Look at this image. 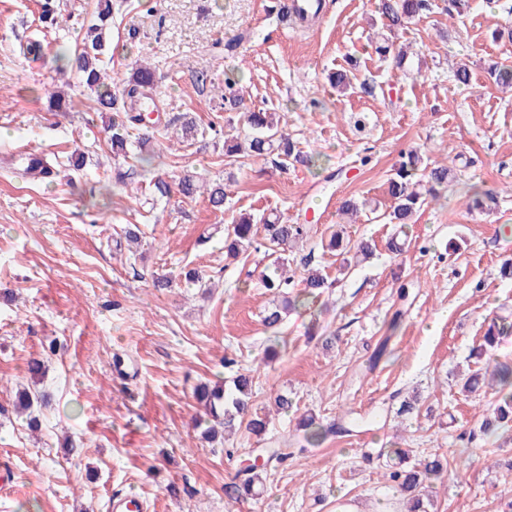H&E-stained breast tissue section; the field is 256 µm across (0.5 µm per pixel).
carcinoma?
I'll return each mask as SVG.
<instances>
[{
	"label": "carcinoma",
	"mask_w": 512,
	"mask_h": 512,
	"mask_svg": "<svg viewBox=\"0 0 512 512\" xmlns=\"http://www.w3.org/2000/svg\"><path fill=\"white\" fill-rule=\"evenodd\" d=\"M112 8V0H104V7L98 9L95 21L85 30L81 50L74 54L70 62L78 83L95 95L98 111L110 113L107 132L110 134L112 154L125 159L132 148L140 149L150 142V136L135 133L144 117L133 111V104L142 96V91L154 87L156 73L150 66L136 63L132 66V79L123 90H116L106 83L103 56L108 51V44L105 30L112 21ZM432 8L433 0H378L377 4L382 31L391 34L407 27L423 14L432 11ZM488 74L498 86L512 85V65L493 63L488 67ZM224 111L238 113L240 123L249 128V149L253 158L266 161L274 156L282 167L293 161L316 165L313 156L295 150L293 142L279 130L275 113L255 112L245 106V96L239 83L230 78L224 82ZM452 175L451 166L430 160L416 148L400 155L398 166L388 179V195L391 200L388 218L389 223L397 226V233H405L406 226L414 223V216L427 203V199L436 197L439 189L448 185ZM178 191L185 198L203 194L216 209L223 208L227 200L224 183H198L190 174L179 178ZM494 205L496 196L493 192L475 187L467 209L485 211ZM308 235V225L286 224L273 215L258 220L242 216L224 225V242L229 256L237 258L261 247L277 255L272 273L261 275L263 288L273 296L272 307L265 311L262 324L274 333L278 332L289 310L316 302L325 289L330 287L326 275L320 269L310 266L308 261L303 262L304 273L298 282L279 273V270L287 267L289 249ZM327 248L340 252L345 269L352 261L367 259L373 254L370 241L346 243L338 231L330 234ZM511 330L512 323H500L493 319L479 346V354L487 357L486 366L493 367L491 377L497 378L500 385L499 403L480 424V431L484 433H492L512 422V366L498 362L493 354L498 337ZM252 387L253 376L239 374L228 385L198 387L195 398L207 419L218 422L224 430L243 427L248 433L260 436L266 432L267 422L251 412ZM45 400L44 393L24 387L17 392L16 407L31 413L34 407L44 404ZM299 427L312 442L345 431L341 424L334 421L327 425L317 422L311 413L302 416ZM394 455L398 462L389 472L388 478L410 504L407 512H429L424 501L425 492L431 487L432 481L448 473V464L436 455L409 466L406 452L397 449ZM287 460V449H265L264 464L238 470L230 482L224 484L225 495L236 500L259 495L271 467L282 465Z\"/></svg>",
	"instance_id": "cac0c4a2"
}]
</instances>
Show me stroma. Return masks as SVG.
<instances>
[{
  "label": "stroma",
  "mask_w": 512,
  "mask_h": 512,
  "mask_svg": "<svg viewBox=\"0 0 512 512\" xmlns=\"http://www.w3.org/2000/svg\"><path fill=\"white\" fill-rule=\"evenodd\" d=\"M44 2L0 0V512H105L110 496L126 493L145 512H336L340 500L401 512L385 477L384 451L397 447L413 461L447 457L453 475L439 485L434 512H498L512 498V430L483 435L498 395L462 392L458 378L479 367L475 348L491 319L512 323V280L500 275L512 258V90L487 74L492 63H512V40L493 36L512 19V0H471L453 18L434 0L394 39L410 51L401 69L375 51L374 0H326L306 28L284 27L274 0H125L112 14L106 71L121 83L139 59L158 77L151 163L125 186L115 181L101 114L66 60L98 0H52L50 27L40 20ZM29 38L41 44L39 59L19 52ZM232 40L240 46L229 58ZM461 62L466 86L453 79ZM345 68L354 91L342 96L329 76ZM202 70L208 82L198 91ZM228 76L249 105L280 112L289 139L319 165L225 157V135L242 131L224 110ZM54 90L74 98L75 110H53ZM187 116L200 134L177 138ZM414 146L456 167L397 254L382 217L387 179ZM23 150L56 157L57 175H24ZM76 153L78 171L68 163ZM187 170L223 180V209L201 196L154 197L151 180L174 184ZM475 185L498 194L497 212L467 211ZM348 198L370 202L351 224L338 212ZM270 213L311 226L288 255L289 273L301 276L308 256L338 285L289 311L288 344L268 360L260 316L271 297L256 274L269 261L227 258L224 226ZM131 225L139 243L124 236ZM338 227L376 246L343 278L321 246ZM191 269L208 289L185 281ZM166 277L171 286L156 287ZM329 335L336 342L326 349ZM384 337L387 355L370 366ZM34 357L46 362L39 388L52 396L35 432L14 408ZM244 371L255 377L253 407L272 412L267 447L284 438L291 455L269 471L260 499L236 501L224 484L257 439L242 431L205 440L193 422L194 389ZM279 392L296 411H272ZM409 400L416 409L399 416ZM306 411L353 429L310 444L297 427Z\"/></svg>",
  "instance_id": "obj_1"
}]
</instances>
